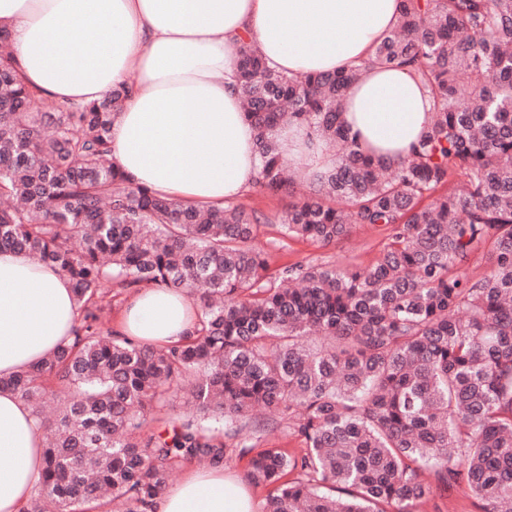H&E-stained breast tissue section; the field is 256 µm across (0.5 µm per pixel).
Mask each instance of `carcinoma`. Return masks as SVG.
Listing matches in <instances>:
<instances>
[{"label":"carcinoma","mask_w":512,"mask_h":512,"mask_svg":"<svg viewBox=\"0 0 512 512\" xmlns=\"http://www.w3.org/2000/svg\"><path fill=\"white\" fill-rule=\"evenodd\" d=\"M368 63L419 77L432 103L393 167L340 120L357 69L288 77L243 45L254 188L290 187L285 124L340 148L280 217V241L387 231L369 267L271 273L262 217L185 206L115 169L125 88L50 105L0 53V251L68 277L80 311L70 340L0 377L44 428L22 512H153L174 471L244 458L262 512H417L457 487L480 512L512 504V0H400ZM116 285L188 292L193 330L147 346L104 328ZM178 392L193 413L173 418ZM274 431L300 450L259 448Z\"/></svg>","instance_id":"carcinoma-1"}]
</instances>
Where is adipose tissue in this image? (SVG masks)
Masks as SVG:
<instances>
[{
    "label": "adipose tissue",
    "mask_w": 512,
    "mask_h": 512,
    "mask_svg": "<svg viewBox=\"0 0 512 512\" xmlns=\"http://www.w3.org/2000/svg\"><path fill=\"white\" fill-rule=\"evenodd\" d=\"M398 0H0V25L23 80L58 102L128 94L112 126L124 177L188 205L221 206L246 193L258 168L255 130L234 86L243 43L288 75L347 66L363 72L342 118L361 148L386 164L428 129L424 84L397 68L365 67L397 23ZM284 156L307 173L331 166L303 128L280 133ZM79 316L68 280L26 254L0 252V376L50 355ZM187 293L135 292L120 331L160 344L189 332ZM43 429L18 396L0 392V512H21L39 477ZM155 512H259L245 485L216 469L190 470Z\"/></svg>",
    "instance_id": "ef3b65f1"
}]
</instances>
